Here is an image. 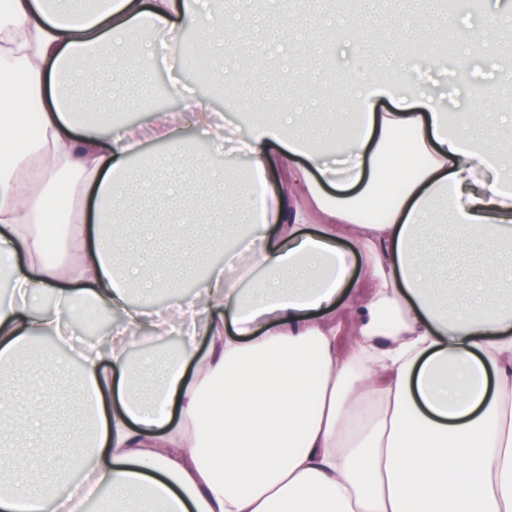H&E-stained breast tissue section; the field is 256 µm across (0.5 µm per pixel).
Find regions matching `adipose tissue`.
Masks as SVG:
<instances>
[{"mask_svg": "<svg viewBox=\"0 0 512 512\" xmlns=\"http://www.w3.org/2000/svg\"><path fill=\"white\" fill-rule=\"evenodd\" d=\"M197 15L198 0H0V370L80 310L121 316L76 360L89 428L53 430L50 378L21 408L0 401V512H83L79 484L112 512H512V162L476 129L501 113L447 111L404 59L371 79L342 72L336 137L289 135L298 112L244 140L225 129L250 165L225 174L241 189L194 251L190 199L130 245L110 226L134 160L153 142L179 156L180 128L212 134L213 110L173 54L181 108L142 125L114 118L126 71L79 117L61 79L146 30L183 44ZM87 193L94 242L80 214L41 232L59 198ZM210 250L228 266L201 265ZM195 274L202 290L181 294ZM134 284L174 294V316L132 304ZM44 288L53 307L35 304ZM172 334L180 350L145 381L133 342Z\"/></svg>", "mask_w": 512, "mask_h": 512, "instance_id": "obj_1", "label": "adipose tissue"}]
</instances>
